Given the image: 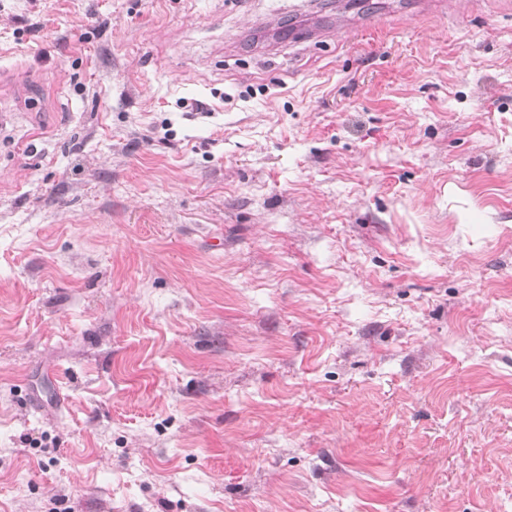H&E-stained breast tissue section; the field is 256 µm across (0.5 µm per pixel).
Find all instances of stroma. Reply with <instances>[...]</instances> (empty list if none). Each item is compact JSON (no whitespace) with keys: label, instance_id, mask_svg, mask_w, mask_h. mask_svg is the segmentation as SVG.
<instances>
[{"label":"stroma","instance_id":"obj_1","mask_svg":"<svg viewBox=\"0 0 512 512\" xmlns=\"http://www.w3.org/2000/svg\"><path fill=\"white\" fill-rule=\"evenodd\" d=\"M0 512H512V0H0Z\"/></svg>","mask_w":512,"mask_h":512}]
</instances>
